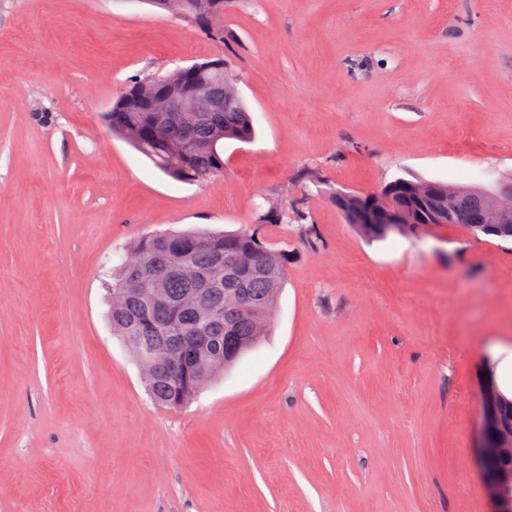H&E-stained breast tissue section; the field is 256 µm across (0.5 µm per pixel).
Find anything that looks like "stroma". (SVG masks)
<instances>
[{
  "label": "stroma",
  "instance_id": "stroma-1",
  "mask_svg": "<svg viewBox=\"0 0 512 512\" xmlns=\"http://www.w3.org/2000/svg\"><path fill=\"white\" fill-rule=\"evenodd\" d=\"M217 55L256 128L222 175L175 181L112 137L126 85ZM398 178H512V0H235L206 25L0 0V512H491L512 242L372 241L332 201ZM192 228L291 260L268 336L172 410L104 295L132 242Z\"/></svg>",
  "mask_w": 512,
  "mask_h": 512
}]
</instances>
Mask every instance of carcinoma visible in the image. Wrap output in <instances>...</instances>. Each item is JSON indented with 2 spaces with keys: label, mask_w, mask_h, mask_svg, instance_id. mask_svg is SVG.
Here are the masks:
<instances>
[{
  "label": "carcinoma",
  "mask_w": 512,
  "mask_h": 512,
  "mask_svg": "<svg viewBox=\"0 0 512 512\" xmlns=\"http://www.w3.org/2000/svg\"><path fill=\"white\" fill-rule=\"evenodd\" d=\"M170 12H185L208 20L221 17L222 11H212L209 0H168ZM228 91L236 98L234 106L224 113V139L249 142L255 136L253 117L229 68ZM209 72H200L189 79L181 71L133 83L138 97L129 101L118 97L112 104V134L129 143L148 157L162 172L180 182H206L224 166L222 154H213L204 140L210 127L206 112H182L178 127L191 128L194 141L183 142L177 131L166 139H156L150 131L158 113L150 111L157 104L156 90L164 86L171 93L181 91L183 82H206ZM417 180L399 178L385 185L383 197L391 201L399 213L397 223L402 230L388 224H362L361 234L368 239H381L391 233L415 234L429 228L430 220L416 202L411 187ZM456 213L460 223L470 226L474 233L494 235V230L481 223L487 205L482 188L477 185L455 187ZM336 206L347 223L357 225L362 215H375L382 208L379 200L369 195L349 192L335 197ZM132 253L119 268L112 287L108 289V315L112 334L125 341L134 354L146 378V386L155 403L179 408L192 400L218 371L234 363L257 339L266 334L272 305L283 287L290 256L288 252L265 246L253 232L186 231L175 234H156L137 240ZM214 254L238 257L245 267L231 275L224 268L209 264ZM205 279L221 286L213 289V300L224 307V316L209 320L204 310L182 307L172 316L178 323L173 331L151 329L145 325L157 298L175 305L198 280ZM203 334L196 350L195 379L188 385H175L161 370L152 369L146 352L159 339L169 343L172 351L183 348L184 336Z\"/></svg>",
  "instance_id": "1"
}]
</instances>
